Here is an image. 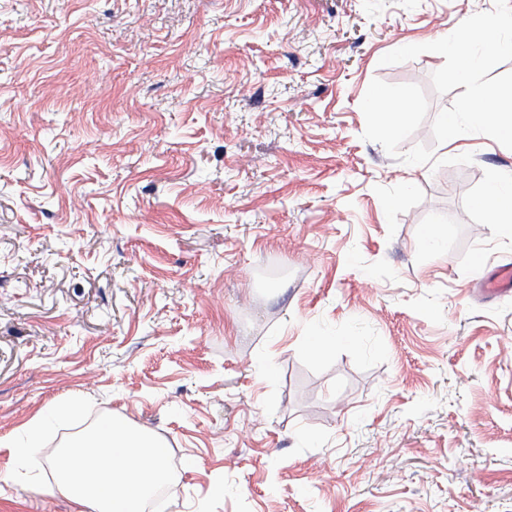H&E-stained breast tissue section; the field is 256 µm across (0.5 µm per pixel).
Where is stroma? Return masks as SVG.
Listing matches in <instances>:
<instances>
[{
    "label": "stroma",
    "instance_id": "35a3bbf8",
    "mask_svg": "<svg viewBox=\"0 0 512 512\" xmlns=\"http://www.w3.org/2000/svg\"><path fill=\"white\" fill-rule=\"evenodd\" d=\"M511 4L0 0V439L85 397L163 440L165 512H512V239L473 205L512 144L447 141L435 38ZM368 111L380 122H388L390 126L394 124V116H402L404 112H392L388 97L382 92L372 94L368 103ZM485 291L492 297L510 295L512 293V266L497 268L494 275L487 281Z\"/></svg>",
    "mask_w": 512,
    "mask_h": 512
}]
</instances>
